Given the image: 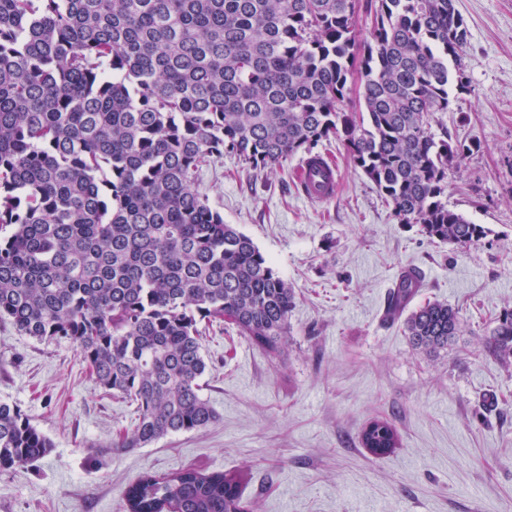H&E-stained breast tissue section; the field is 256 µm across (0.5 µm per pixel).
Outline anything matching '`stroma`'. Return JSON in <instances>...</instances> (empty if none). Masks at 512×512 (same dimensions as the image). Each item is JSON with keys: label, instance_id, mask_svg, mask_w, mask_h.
I'll list each match as a JSON object with an SVG mask.
<instances>
[{"label": "stroma", "instance_id": "stroma-1", "mask_svg": "<svg viewBox=\"0 0 512 512\" xmlns=\"http://www.w3.org/2000/svg\"><path fill=\"white\" fill-rule=\"evenodd\" d=\"M465 19L466 89L440 121L474 147L448 173V206L488 235L465 250L402 224L337 144L338 190L308 202L303 155L272 174L225 156L198 190L252 238L292 286L288 344L271 358L223 323L202 339V429L110 451L132 429L131 403L106 393L65 341L40 342L0 321V400L54 442L33 464L0 472V512H126L143 473L242 472L250 512H512V364L486 346L512 309V0H456ZM422 286L407 304L459 310L462 332L428 355L388 318L400 272ZM388 420L398 445L376 456L360 435Z\"/></svg>", "mask_w": 512, "mask_h": 512}]
</instances>
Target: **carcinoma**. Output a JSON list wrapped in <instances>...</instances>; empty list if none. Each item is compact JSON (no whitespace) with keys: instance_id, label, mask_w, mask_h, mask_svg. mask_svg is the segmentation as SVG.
<instances>
[{"instance_id":"cac0c4a2","label":"carcinoma","mask_w":512,"mask_h":512,"mask_svg":"<svg viewBox=\"0 0 512 512\" xmlns=\"http://www.w3.org/2000/svg\"><path fill=\"white\" fill-rule=\"evenodd\" d=\"M0 0V320L65 340L97 383L136 404L116 450L201 429L199 324L227 322L269 356L288 336L293 288L195 184L224 155L272 173L339 142L402 224L466 249L489 233L448 207V171L471 148L432 121L462 92L467 27L455 0ZM421 287L390 293L399 316ZM458 309L428 302L405 320L435 353ZM512 361V309L486 341ZM364 447L398 436L369 423ZM53 444L0 401V472ZM238 471L146 473L128 512H248Z\"/></svg>"}]
</instances>
